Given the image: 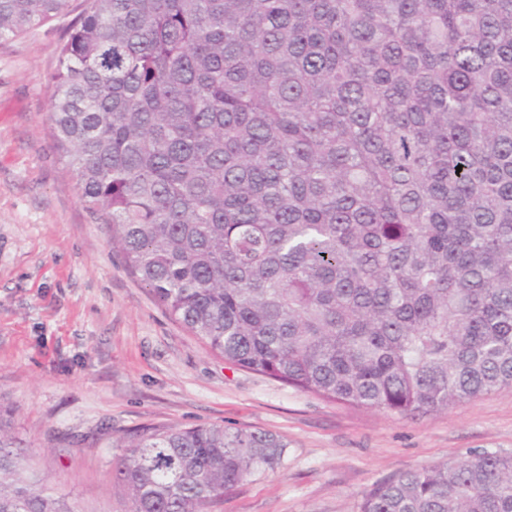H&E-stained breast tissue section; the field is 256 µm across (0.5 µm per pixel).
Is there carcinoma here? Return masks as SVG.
Here are the masks:
<instances>
[{
  "label": "carcinoma",
  "mask_w": 512,
  "mask_h": 512,
  "mask_svg": "<svg viewBox=\"0 0 512 512\" xmlns=\"http://www.w3.org/2000/svg\"><path fill=\"white\" fill-rule=\"evenodd\" d=\"M87 2L54 147L169 316L345 407L512 389V0ZM66 6L0 0V40ZM13 444L0 421V512H74ZM128 448L132 512H209L288 443L199 425ZM360 512H512V455L403 471Z\"/></svg>",
  "instance_id": "cac0c4a2"
}]
</instances>
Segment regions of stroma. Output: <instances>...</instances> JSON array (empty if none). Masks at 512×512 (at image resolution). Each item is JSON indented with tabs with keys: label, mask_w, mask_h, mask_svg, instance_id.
<instances>
[{
	"label": "stroma",
	"mask_w": 512,
	"mask_h": 512,
	"mask_svg": "<svg viewBox=\"0 0 512 512\" xmlns=\"http://www.w3.org/2000/svg\"><path fill=\"white\" fill-rule=\"evenodd\" d=\"M84 0L0 41V409L24 464L75 512H130L126 440L218 424L288 444L213 512H359L404 470L512 454V390L441 413L344 407L210 353L172 320L54 150L48 79Z\"/></svg>",
	"instance_id": "stroma-1"
}]
</instances>
